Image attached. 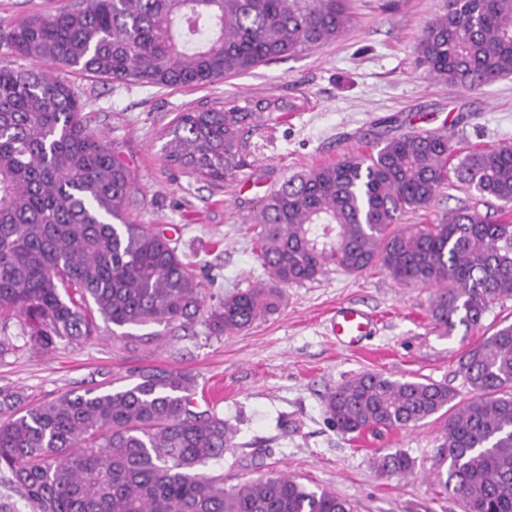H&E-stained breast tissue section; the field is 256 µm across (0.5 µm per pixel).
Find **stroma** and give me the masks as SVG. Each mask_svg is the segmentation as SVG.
<instances>
[{"mask_svg":"<svg viewBox=\"0 0 512 512\" xmlns=\"http://www.w3.org/2000/svg\"><path fill=\"white\" fill-rule=\"evenodd\" d=\"M73 2L0 0V65L20 63L5 40L12 23ZM443 6L444 0H349L352 21L341 37L205 87L122 84L79 73L65 79L84 102L89 126L116 147L144 194L133 219L174 233L212 303L261 278L255 229L245 218L258 197L294 173L362 155L376 141L404 133L438 131L459 151L512 145V76L467 91L433 78L418 63L416 44ZM267 97L296 108L253 137L251 165L235 181L214 185L166 164L162 133L180 112ZM477 204L475 191L452 181L400 223L436 224L449 211ZM282 293L276 313L231 336L210 335L198 322L151 324L136 328L140 343L127 345L102 322L95 340L44 353L17 320L0 321V336L10 339L0 355V388L35 403L125 385L143 366L187 371L197 394H213L214 409L235 430L223 462L202 468L223 475L225 486L278 471L309 488L335 491L354 512H462L434 479L445 442L443 417L378 437L345 435L331 423L325 399L371 371L444 383L457 402L468 400L459 354L512 323V299L492 302L481 328L460 326L445 335L430 320L431 289L399 283L378 267L355 275L331 266L317 280ZM348 305L374 320L356 348L343 346L331 323L336 308ZM395 450L414 460L413 475L378 470L376 458Z\"/></svg>","mask_w":512,"mask_h":512,"instance_id":"1","label":"stroma"}]
</instances>
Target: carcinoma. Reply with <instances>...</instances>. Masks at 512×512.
Instances as JSON below:
<instances>
[{"instance_id":"carcinoma-1","label":"carcinoma","mask_w":512,"mask_h":512,"mask_svg":"<svg viewBox=\"0 0 512 512\" xmlns=\"http://www.w3.org/2000/svg\"><path fill=\"white\" fill-rule=\"evenodd\" d=\"M347 0H84L33 14L6 34L25 67L0 66V317L18 320L51 352L96 334L95 316L129 327L198 318L222 336L276 312L281 288L334 265L373 267L435 289L430 316L447 335L477 328L489 304L512 298V145L464 153L448 137L402 134L361 156L312 167L259 197L267 279L205 304L202 284L166 231L127 213L138 189L84 103L42 62L118 83L213 85L340 37ZM436 79L465 90L512 75V0H445L416 46ZM294 105L279 98L178 115L165 161L212 183L250 165L249 136ZM455 178L495 212L466 208L439 224L398 227ZM448 385L358 374L331 391L326 411L344 434L415 427L444 412L448 467L440 486L464 512H512V324L464 348ZM134 381L25 403L0 389V472L31 512H353L335 492L281 473L224 487L198 467L224 459V418L200 409L194 377L144 366ZM377 467L413 472L402 452Z\"/></svg>"}]
</instances>
